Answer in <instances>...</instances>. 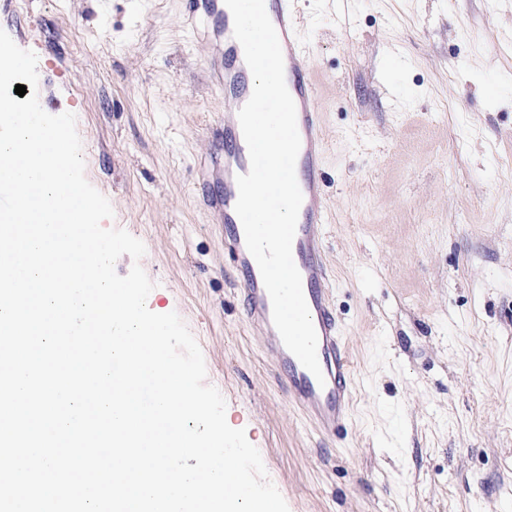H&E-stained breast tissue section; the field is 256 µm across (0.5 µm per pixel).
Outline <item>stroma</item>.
Returning <instances> with one entry per match:
<instances>
[{"label":"stroma","mask_w":512,"mask_h":512,"mask_svg":"<svg viewBox=\"0 0 512 512\" xmlns=\"http://www.w3.org/2000/svg\"><path fill=\"white\" fill-rule=\"evenodd\" d=\"M328 152L330 299L352 424L319 434L244 322L195 186L224 111L185 0H0L75 114L87 181L140 239L289 512H512V0H300Z\"/></svg>","instance_id":"obj_1"}]
</instances>
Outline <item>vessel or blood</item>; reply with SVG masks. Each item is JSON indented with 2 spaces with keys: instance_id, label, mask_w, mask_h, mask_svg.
Listing matches in <instances>:
<instances>
[{
  "instance_id": "obj_1",
  "label": "vessel or blood",
  "mask_w": 512,
  "mask_h": 512,
  "mask_svg": "<svg viewBox=\"0 0 512 512\" xmlns=\"http://www.w3.org/2000/svg\"><path fill=\"white\" fill-rule=\"evenodd\" d=\"M189 24L206 23L216 41L214 82L224 92L223 128L210 154L218 191L206 194V205L224 226V255L237 274L242 315L249 327L267 336L266 349L277 360L288 384L292 403L322 434L337 435L352 421L356 387L342 328L331 304L330 275L324 257V226L329 206L324 191L327 142L320 112L313 107L317 85L308 65L309 51L301 38L296 0H265L279 37L284 75L297 113L301 148L296 178L303 194L292 256L302 278V288L317 333V357L322 370L314 376L285 347L272 320V304L260 269L248 251L240 218L236 178L248 173L250 156L238 120L249 100L254 80L241 44L233 35L234 21L225 0H186Z\"/></svg>"
}]
</instances>
